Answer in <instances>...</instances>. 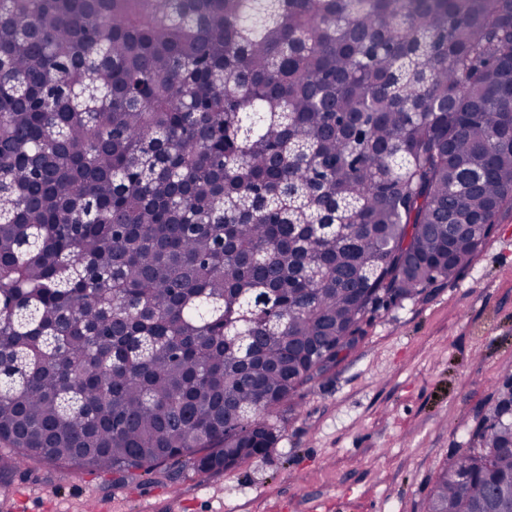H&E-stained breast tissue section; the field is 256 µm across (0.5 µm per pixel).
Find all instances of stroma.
I'll return each instance as SVG.
<instances>
[{
	"label": "stroma",
	"mask_w": 512,
	"mask_h": 512,
	"mask_svg": "<svg viewBox=\"0 0 512 512\" xmlns=\"http://www.w3.org/2000/svg\"><path fill=\"white\" fill-rule=\"evenodd\" d=\"M285 415L258 462L210 477L42 463L0 486V512H423L437 474L512 376V217L472 265L379 313Z\"/></svg>",
	"instance_id": "1"
}]
</instances>
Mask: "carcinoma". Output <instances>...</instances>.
I'll list each match as a JSON object with an SVG mask.
<instances>
[{"instance_id": "carcinoma-1", "label": "carcinoma", "mask_w": 512, "mask_h": 512, "mask_svg": "<svg viewBox=\"0 0 512 512\" xmlns=\"http://www.w3.org/2000/svg\"><path fill=\"white\" fill-rule=\"evenodd\" d=\"M512 215V0H0V482L264 459ZM424 512H512V395Z\"/></svg>"}]
</instances>
